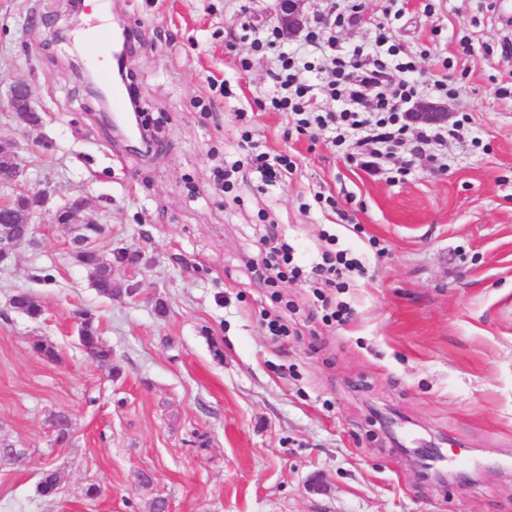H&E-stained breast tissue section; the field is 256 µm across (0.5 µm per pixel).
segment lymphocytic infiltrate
<instances>
[{
	"label": "lymphocytic infiltrate",
	"mask_w": 512,
	"mask_h": 512,
	"mask_svg": "<svg viewBox=\"0 0 512 512\" xmlns=\"http://www.w3.org/2000/svg\"><path fill=\"white\" fill-rule=\"evenodd\" d=\"M361 9L360 0H338L328 13L314 17L302 42L291 48L282 45L275 28L256 32L254 46L272 52L277 68L275 88L264 103L286 114L297 133L329 132L332 144L352 147L361 164L392 162L404 174L409 167L400 161V148L410 141L429 145L461 138L464 122L459 119L431 131L410 129L404 121V105L419 96H449L448 77L411 80L415 70L411 50L390 43L384 32L376 34L371 48L358 45L342 50L336 34ZM315 55L323 58V66H314ZM322 93L334 101V109L315 110Z\"/></svg>",
	"instance_id": "f902f5d3"
}]
</instances>
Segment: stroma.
<instances>
[{"label":"stroma","instance_id":"1","mask_svg":"<svg viewBox=\"0 0 512 512\" xmlns=\"http://www.w3.org/2000/svg\"><path fill=\"white\" fill-rule=\"evenodd\" d=\"M84 5L0 0V136L49 193L32 241L0 264V512H153L159 499L170 512H512V99L498 93L512 87V0H400L397 15L363 0L341 32L347 50L385 23L419 80L444 72L455 89L467 134L439 150L445 170L418 155L404 176L258 109L274 63L252 31L274 26L273 0ZM118 19L140 37L129 68L162 121L155 154L113 132L81 74L88 43L110 67ZM17 80L37 127L8 106ZM254 144L290 155L292 173L216 185ZM77 198L102 227L112 296L75 262L76 225L49 221ZM271 223L303 265L343 251L359 270L339 288L259 283L245 262L261 263ZM21 291L40 319L14 308ZM340 306L344 320L325 322ZM80 311L111 365L80 345ZM274 317L287 334H270ZM433 443L446 477L428 481L407 451Z\"/></svg>","mask_w":512,"mask_h":512}]
</instances>
